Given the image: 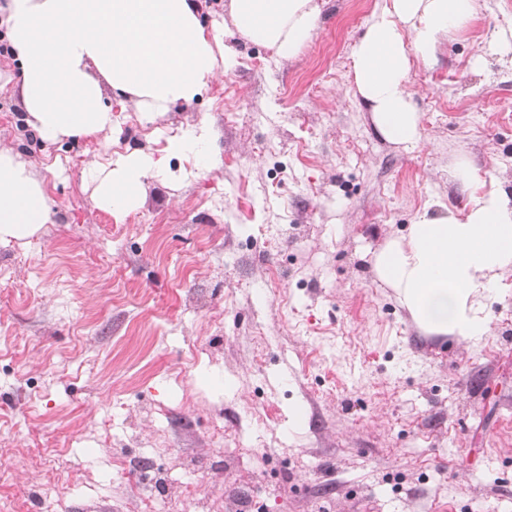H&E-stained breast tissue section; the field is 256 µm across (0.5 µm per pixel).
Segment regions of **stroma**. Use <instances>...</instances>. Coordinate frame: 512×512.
I'll return each instance as SVG.
<instances>
[{"mask_svg":"<svg viewBox=\"0 0 512 512\" xmlns=\"http://www.w3.org/2000/svg\"><path fill=\"white\" fill-rule=\"evenodd\" d=\"M284 62L245 42L229 0H200L235 54L190 104L144 118L104 89L120 131L43 144L20 93L0 146L43 179L55 221L0 242V512H512V274L475 346L426 334L374 273L385 245L473 187L512 196V63L482 54L512 0H481L408 89L423 138L376 132L353 54L380 0H315ZM481 65H474L475 56ZM207 120L220 161L149 179L139 207H95L83 163ZM308 418L297 424L296 406ZM154 458L132 489L129 464Z\"/></svg>","mask_w":512,"mask_h":512,"instance_id":"obj_1","label":"stroma"}]
</instances>
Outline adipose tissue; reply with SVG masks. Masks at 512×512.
<instances>
[{"label": "adipose tissue", "mask_w": 512, "mask_h": 512, "mask_svg": "<svg viewBox=\"0 0 512 512\" xmlns=\"http://www.w3.org/2000/svg\"><path fill=\"white\" fill-rule=\"evenodd\" d=\"M199 0H0V25L18 76L0 74V95L20 90L25 122L42 143L92 138L114 128L117 114L101 103L103 86L130 96L148 115L191 103L217 76V32L199 22ZM238 34L274 49L284 61L306 45L319 12L314 0H230ZM480 0H384L360 40L354 83L378 133L412 147L422 139L421 114L407 88L411 59L431 62L451 34L470 27ZM191 155L198 169L218 154L206 121L180 129L162 158L131 150L87 160L95 205L115 216L138 208L146 180H181L171 156ZM56 213L20 154L0 148V242H27ZM376 277L427 333L477 344L489 330L485 299L512 273V199L499 188L462 210L427 204L406 237L374 261Z\"/></svg>", "instance_id": "ef3b65f1"}]
</instances>
